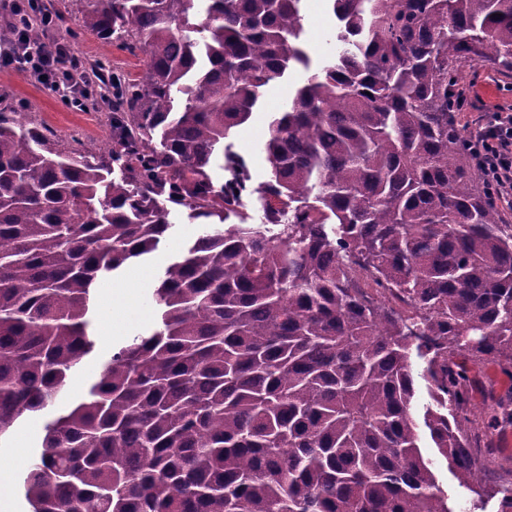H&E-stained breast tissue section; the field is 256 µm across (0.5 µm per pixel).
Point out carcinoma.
<instances>
[{
    "mask_svg": "<svg viewBox=\"0 0 512 512\" xmlns=\"http://www.w3.org/2000/svg\"><path fill=\"white\" fill-rule=\"evenodd\" d=\"M93 0L81 27L146 59L112 73L100 148L0 111V439L96 349L98 277L203 225L154 291V329L45 425L31 512H453L429 431L479 494L456 357L512 366V220L462 144L463 68L512 80V0H329L342 43L310 70L301 0ZM254 186L224 139L263 90ZM267 223L228 224L240 197ZM384 291L374 296L367 287ZM431 402L415 407L412 351ZM306 75V71L298 66L290 70L280 82L266 88L248 121L236 127L224 142V147L228 146L230 153L245 160L254 185L266 181L269 175L268 163L262 150L269 122L274 113L284 110L295 88Z\"/></svg>",
    "mask_w": 512,
    "mask_h": 512,
    "instance_id": "cac0c4a2",
    "label": "carcinoma"
}]
</instances>
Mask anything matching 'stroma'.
Returning <instances> with one entry per match:
<instances>
[{
  "label": "stroma",
  "instance_id": "obj_1",
  "mask_svg": "<svg viewBox=\"0 0 512 512\" xmlns=\"http://www.w3.org/2000/svg\"><path fill=\"white\" fill-rule=\"evenodd\" d=\"M50 12L67 16L63 31L69 41L70 52L85 62L93 63L109 58L113 69L131 76L142 75L146 65L143 57H134L116 47H106L93 36L81 31V17L90 6V0H43ZM303 43L312 67H319L325 59L336 55L338 22L329 0H303L301 4ZM306 77L297 67L278 83L263 92L256 108L244 124L236 127L225 144L230 153L242 157L253 183L267 180L268 163L263 142L274 113L283 111L294 90ZM0 109L23 113L25 119L51 130L59 140L80 134L85 143L102 146L111 133L110 111L79 110L45 91L28 75L10 66L0 67ZM173 225L170 235L157 251L147 259L129 264L121 273L104 276L95 285L92 300L90 331L97 338V347L85 357L80 368L71 377L67 391L54 403V410L67 408L83 395L89 385L98 379L113 350L119 348L137 333L151 329L157 319L154 291L159 276L173 258L180 255L199 233L198 224L190 221L186 211H175L169 216ZM471 388L470 409L484 431L477 458L484 472V485L501 489L512 485V372L504 363L492 358L463 357ZM47 413L26 416L9 434L0 440V470L11 477L12 512H29V506L19 490V484L31 463L41 452V441ZM24 441L25 455L15 461L10 453L17 441ZM423 454L433 463L439 486L448 496L454 512H469L473 493L459 486L449 472L446 461L434 448L431 440H423Z\"/></svg>",
  "mask_w": 512,
  "mask_h": 512
}]
</instances>
